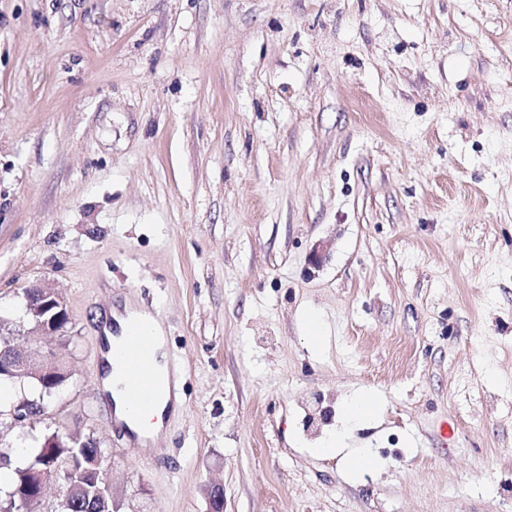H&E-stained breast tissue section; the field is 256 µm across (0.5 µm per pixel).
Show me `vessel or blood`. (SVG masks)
<instances>
[{
  "label": "vessel or blood",
  "instance_id": "obj_1",
  "mask_svg": "<svg viewBox=\"0 0 512 512\" xmlns=\"http://www.w3.org/2000/svg\"><path fill=\"white\" fill-rule=\"evenodd\" d=\"M154 338L143 321L130 324L120 345L99 343L98 357H109L119 361L127 374V393L133 406L140 411L150 409L160 394L176 397L177 372L169 370L166 378H159L155 372L152 354Z\"/></svg>",
  "mask_w": 512,
  "mask_h": 512
}]
</instances>
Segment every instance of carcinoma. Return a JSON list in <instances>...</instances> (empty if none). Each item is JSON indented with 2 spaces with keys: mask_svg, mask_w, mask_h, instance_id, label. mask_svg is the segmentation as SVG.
<instances>
[{
  "mask_svg": "<svg viewBox=\"0 0 512 512\" xmlns=\"http://www.w3.org/2000/svg\"><path fill=\"white\" fill-rule=\"evenodd\" d=\"M64 381L61 371L30 379L22 398L31 405L46 402ZM32 441L33 446L22 459L13 461L8 457L0 464L12 471L10 482L0 487L1 505L6 507L12 498L26 499L35 494L34 471L48 468L73 489L68 512H117L112 492L103 490L101 473L92 464L94 457L102 454L94 440L82 438L76 442L54 432L42 438L34 436Z\"/></svg>",
  "mask_w": 512,
  "mask_h": 512,
  "instance_id": "1",
  "label": "carcinoma"
}]
</instances>
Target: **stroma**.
<instances>
[{"mask_svg":"<svg viewBox=\"0 0 512 512\" xmlns=\"http://www.w3.org/2000/svg\"><path fill=\"white\" fill-rule=\"evenodd\" d=\"M34 284L68 377L0 442L93 439L119 512H512V0H0V319ZM111 308L177 364L142 445ZM24 299L34 323L32 332H36V336H56L60 325L69 317L63 296L44 285H32L25 290ZM26 309L24 303L23 322L28 323Z\"/></svg>","mask_w":512,"mask_h":512,"instance_id":"35a3bbf8","label":"stroma"}]
</instances>
